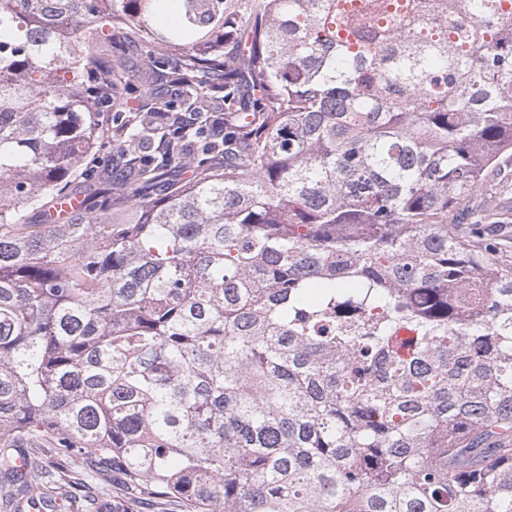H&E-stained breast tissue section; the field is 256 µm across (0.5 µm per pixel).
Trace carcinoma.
I'll return each mask as SVG.
<instances>
[{"instance_id": "obj_1", "label": "carcinoma", "mask_w": 512, "mask_h": 512, "mask_svg": "<svg viewBox=\"0 0 512 512\" xmlns=\"http://www.w3.org/2000/svg\"><path fill=\"white\" fill-rule=\"evenodd\" d=\"M142 96L224 113V164L101 143ZM509 158L512 0H0V499L70 495L11 470L52 448L185 512H512ZM103 151H96L92 153L91 157L88 160V163L84 170L79 172L75 178L73 183V193H75L76 197H80L81 199L91 198L96 192V190H102L104 188H112V175L109 172H106L104 166L96 168L95 177H93L92 181H88L84 175L86 169H90L89 167L93 165V162L98 156L102 157ZM79 198H67L63 201L61 205L58 206V211L60 210L62 214L71 211L72 209L78 208L82 200ZM491 193L494 195L496 202L503 209L512 212V164L502 168L494 182L489 183Z\"/></svg>"}]
</instances>
